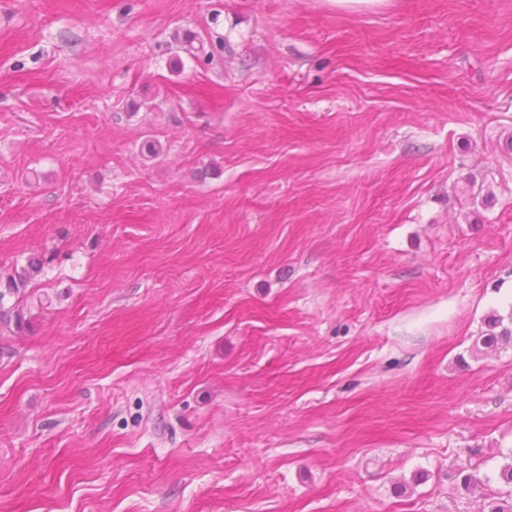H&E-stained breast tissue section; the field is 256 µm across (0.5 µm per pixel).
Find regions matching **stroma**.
Listing matches in <instances>:
<instances>
[{
    "label": "stroma",
    "mask_w": 512,
    "mask_h": 512,
    "mask_svg": "<svg viewBox=\"0 0 512 512\" xmlns=\"http://www.w3.org/2000/svg\"><path fill=\"white\" fill-rule=\"evenodd\" d=\"M32 257L0 512L507 499L512 0H0V278ZM206 35L207 38L193 33L187 34L180 42V49L199 61L202 59L209 62L214 58L215 53L224 51V38L220 35H213L212 32H207ZM509 320L510 326H505L503 323L504 318L501 316H495L494 319L488 322V328L485 333L476 339L474 349L476 351L480 350V345L483 348H493L497 346L500 341L507 342L512 340V312L510 313ZM462 484L466 491L469 493L475 495H478L480 499H482V504L479 507L480 512H511L512 511V505H508L507 507H504V505L499 504L498 502L494 501L493 499L490 501L488 500V497H484L482 494V486L484 483L475 478L472 475H465L462 478ZM488 509V510H486Z\"/></svg>",
    "instance_id": "obj_1"
}]
</instances>
